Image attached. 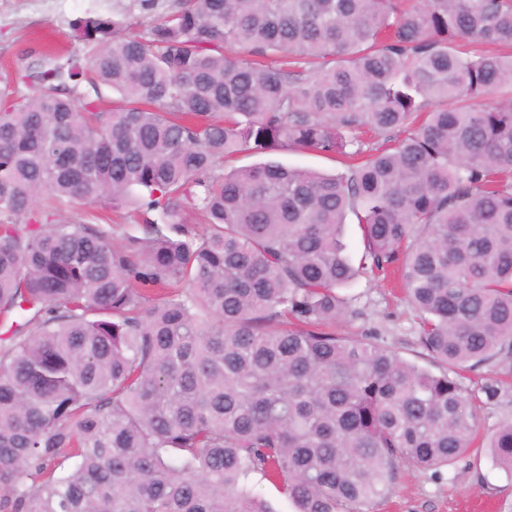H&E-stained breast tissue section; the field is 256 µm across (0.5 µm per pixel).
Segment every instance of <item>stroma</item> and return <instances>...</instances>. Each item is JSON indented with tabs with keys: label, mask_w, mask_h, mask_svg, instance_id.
<instances>
[{
	"label": "stroma",
	"mask_w": 512,
	"mask_h": 512,
	"mask_svg": "<svg viewBox=\"0 0 512 512\" xmlns=\"http://www.w3.org/2000/svg\"><path fill=\"white\" fill-rule=\"evenodd\" d=\"M173 0H155L142 11L139 0H0V100L30 93L29 85L13 82L12 74L37 67L56 49L87 62L90 51L73 36L72 24L88 14L167 15ZM356 311L342 331L350 336L374 335L408 360L428 366L415 345L418 318L402 293L368 275L347 289ZM498 378L507 385L496 404L477 411L481 435H490L500 423L512 419V365L500 363L468 372L464 385L472 389ZM373 512H512V476L487 457L464 460L440 474L406 470L398 479L390 500Z\"/></svg>",
	"instance_id": "stroma-1"
}]
</instances>
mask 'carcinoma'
<instances>
[{"instance_id":"cac0c4a2","label":"carcinoma","mask_w":512,"mask_h":512,"mask_svg":"<svg viewBox=\"0 0 512 512\" xmlns=\"http://www.w3.org/2000/svg\"><path fill=\"white\" fill-rule=\"evenodd\" d=\"M176 2L79 20L90 69L0 103V512H274L255 474L369 512L484 447L512 475V420L476 445L502 383L462 384L512 359V0ZM279 148L344 171L224 169ZM390 272L438 374L337 330Z\"/></svg>"}]
</instances>
